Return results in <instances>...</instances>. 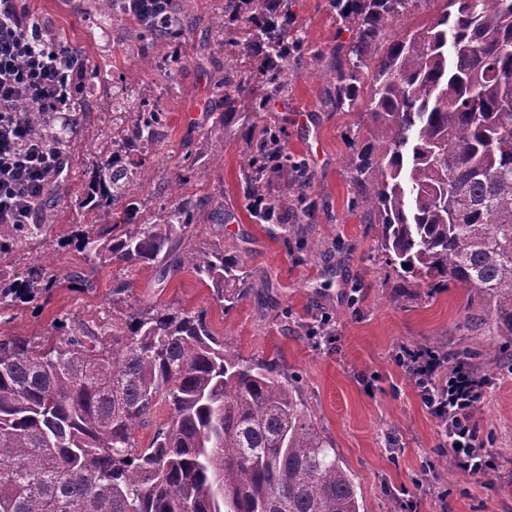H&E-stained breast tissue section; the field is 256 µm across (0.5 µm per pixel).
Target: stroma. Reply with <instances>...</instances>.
<instances>
[{
  "label": "stroma",
  "mask_w": 512,
  "mask_h": 512,
  "mask_svg": "<svg viewBox=\"0 0 512 512\" xmlns=\"http://www.w3.org/2000/svg\"><path fill=\"white\" fill-rule=\"evenodd\" d=\"M291 3L309 50L292 65L287 93L270 98L253 121L284 130L289 153L316 175L306 190L317 206L306 233L329 245L320 256L271 237L245 206L246 129L213 117L241 109L225 104L216 89L225 69L247 73L256 62L225 53V40L236 38L238 28L225 21L224 0H180L187 34L178 43L144 38L120 10L101 12L98 0H25L53 38L81 50L90 80L64 144L67 168L48 194L51 244L0 259L6 271L48 261L59 280L48 296L18 307L0 325V336L50 341L61 319L123 315L125 307H113L111 296L123 266L88 262L74 237L80 225L108 222L109 213L81 207L80 195L93 160L111 154L123 135L121 112L165 113L152 145L125 157L141 174L129 188L138 219L152 223L169 205L170 184H177L179 197L196 203L200 217L180 252L248 249L252 288L228 310L190 270L161 283L155 269L143 267L130 274L126 307L205 311L214 335L241 358L297 374L308 410L353 475L361 512H512V371L487 373L475 419L494 437L495 469L471 476L440 452L438 421L396 360L401 350L430 343L485 348L487 303L455 287L416 296L386 266L374 231L350 211L345 161L358 117L337 113L327 75L336 44L352 33L330 0ZM74 271L92 281V290L69 282Z\"/></svg>",
  "instance_id": "stroma-1"
}]
</instances>
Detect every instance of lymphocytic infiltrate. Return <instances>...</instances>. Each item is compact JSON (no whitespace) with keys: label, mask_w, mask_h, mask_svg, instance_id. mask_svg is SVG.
Listing matches in <instances>:
<instances>
[{"label":"lymphocytic infiltrate","mask_w":512,"mask_h":512,"mask_svg":"<svg viewBox=\"0 0 512 512\" xmlns=\"http://www.w3.org/2000/svg\"><path fill=\"white\" fill-rule=\"evenodd\" d=\"M87 81L84 60L47 37L22 0H0V224L35 223L34 200L48 194L67 166L63 147L48 144L25 113H43L49 124L72 119ZM411 376L453 464L487 474L491 450L474 417L484 375L462 362L445 367L429 358Z\"/></svg>","instance_id":"lymphocytic-infiltrate-1"}]
</instances>
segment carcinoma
Instances as JSON below:
<instances>
[{"label":"carcinoma","instance_id":"cac0c4a2","mask_svg":"<svg viewBox=\"0 0 512 512\" xmlns=\"http://www.w3.org/2000/svg\"><path fill=\"white\" fill-rule=\"evenodd\" d=\"M353 28L334 50L330 72L336 111H361L367 134L346 162L351 207L377 230V248L393 267L424 282L427 294L454 286L487 299L496 363L512 365V0H443L444 7L407 36L393 27L419 0H333ZM247 5L246 12L240 5ZM240 37L224 46L261 59L270 93L288 92V62L304 44L289 0H226ZM155 39L182 36L180 18L141 26ZM224 100L244 98L248 114L264 98L227 72ZM30 125L55 144L71 126ZM160 112H125L128 152L151 145ZM248 210L287 239L303 232L314 206L304 187L313 174L288 154L285 135L265 130L240 171ZM136 173L116 151L99 158L80 204L107 211ZM283 180L281 194L263 187ZM257 198L264 209H253ZM135 203L113 224H87L86 258L159 270L183 268L208 283L229 309L244 298L248 250L210 247L178 254L198 223L177 200L157 224L135 222ZM0 256L48 243L51 224H10ZM57 274L30 264L0 274V319L49 293ZM132 282L119 279L112 305ZM58 342L0 336V512H360L352 474L319 431L299 378L263 360H245L213 335L202 311L180 305L132 308L112 320L67 325ZM423 353L470 357L469 349ZM167 418L148 447L136 431L158 404Z\"/></svg>","mask_w":512,"mask_h":512}]
</instances>
